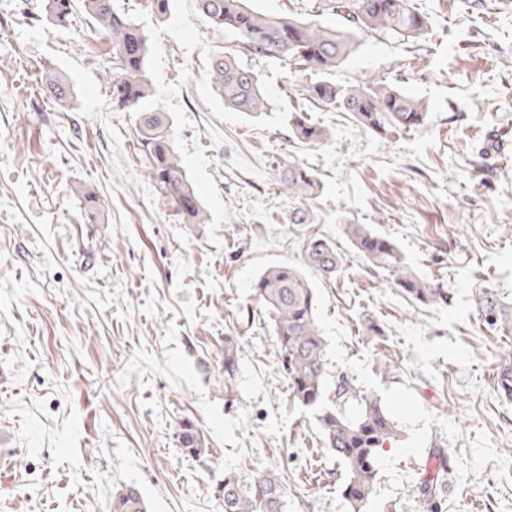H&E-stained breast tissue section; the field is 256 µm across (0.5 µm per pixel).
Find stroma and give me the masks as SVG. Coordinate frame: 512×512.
Here are the masks:
<instances>
[{"label": "stroma", "instance_id": "35a3bbf8", "mask_svg": "<svg viewBox=\"0 0 512 512\" xmlns=\"http://www.w3.org/2000/svg\"><path fill=\"white\" fill-rule=\"evenodd\" d=\"M413 2L429 39L361 37L331 79L395 84L427 103L426 123L384 141L320 110L331 138L302 145L288 131L302 73L238 54L269 108L225 109L210 56L233 37L196 0H174L163 21L148 0H120L151 42L145 106L164 113L207 210L187 224L144 173L137 113L112 109V51L81 8L61 28L46 0H0V512H112L129 486L148 512H224L225 473L272 471L284 512H349L345 473L312 410L292 403L252 297L264 269L300 263L312 238L343 258L336 279L310 276L328 373L380 398L399 429L363 512H428L417 479L437 445L452 453L441 512H512V400L496 384L512 335L477 311L485 291L512 306V148L494 144L512 130V0ZM48 67L70 85L68 108L40 92ZM291 164L322 182L303 224L277 183ZM349 222L394 241L450 305L413 302L369 269ZM366 313L383 336H361ZM185 421L205 456L181 447ZM224 349V393H231L238 368L237 344L231 338H225Z\"/></svg>", "mask_w": 512, "mask_h": 512}]
</instances>
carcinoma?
Segmentation results:
<instances>
[{
  "label": "carcinoma",
  "instance_id": "obj_1",
  "mask_svg": "<svg viewBox=\"0 0 512 512\" xmlns=\"http://www.w3.org/2000/svg\"><path fill=\"white\" fill-rule=\"evenodd\" d=\"M48 15L57 25H69L74 0H48ZM323 13L342 19L336 26L317 19L290 15L269 16L247 6L246 0H198V8L211 23L237 37L240 52L256 57L283 58L310 79L299 84L298 107L289 112L288 129L305 145L328 139L327 127L315 122L313 109L346 112L362 128L383 140L424 125L428 105L398 86L379 80L358 85L336 84L328 75L355 49L366 34L389 35L399 40L428 38V18L415 10L411 0H320ZM83 12L91 19L93 32L106 38L112 49V107L116 112H138L154 94L148 76L149 38L138 28L117 0H81ZM211 83L224 106L251 117L268 109L259 78L251 69L238 64L232 53L212 60ZM42 91L60 104L68 102L66 80L48 72ZM138 145L144 149L146 170L153 183L175 205L187 224H204L205 208L171 142L169 130L160 116L142 118ZM288 197L300 204L293 213L294 223L302 224L307 213L302 205L316 197L321 184L315 174L299 164H291L278 174ZM344 230L367 264L392 273L404 295L424 305L449 302L450 291L420 277L404 262L397 246L363 224H346ZM303 267L277 264L265 269L253 284V298L267 310L293 403L316 411V422L324 449L341 464L346 475L344 495L351 512L362 508L373 492L376 460L386 441L397 437L398 429L377 397L357 387L345 375L337 376L334 395L328 390L326 343L317 323V292L303 272L308 268L334 279L342 271L336 248L326 239L309 240L302 253ZM478 310L488 326L509 331L512 312L496 295L485 291ZM362 335L373 339L384 335L372 316L359 319ZM224 393H230L238 368L237 344L225 338ZM498 386L512 398V349L505 351L498 369ZM354 403L358 412L347 415L345 407ZM181 446L193 455L206 452L204 439L186 421L179 432ZM443 485L440 474L419 477V489L436 510V498ZM284 486L276 474L246 477L241 473L224 476V512H282ZM112 512H147L137 489L129 487L112 496Z\"/></svg>",
  "mask_w": 512,
  "mask_h": 512
}]
</instances>
